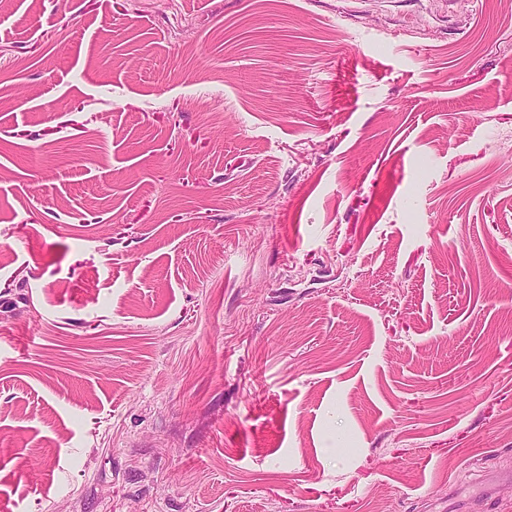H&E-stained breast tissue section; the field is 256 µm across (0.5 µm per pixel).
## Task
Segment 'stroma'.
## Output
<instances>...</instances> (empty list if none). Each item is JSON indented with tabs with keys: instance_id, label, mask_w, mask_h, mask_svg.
Instances as JSON below:
<instances>
[{
	"instance_id": "obj_1",
	"label": "stroma",
	"mask_w": 512,
	"mask_h": 512,
	"mask_svg": "<svg viewBox=\"0 0 512 512\" xmlns=\"http://www.w3.org/2000/svg\"><path fill=\"white\" fill-rule=\"evenodd\" d=\"M512 470V6L0 0V512H441Z\"/></svg>"
}]
</instances>
